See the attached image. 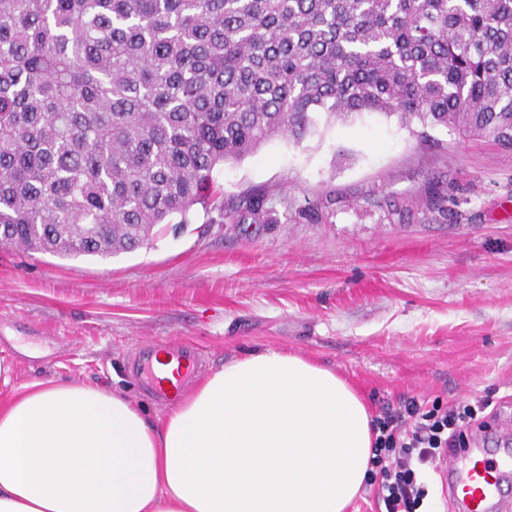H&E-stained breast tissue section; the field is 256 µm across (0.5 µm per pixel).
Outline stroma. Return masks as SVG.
Returning <instances> with one entry per match:
<instances>
[{
  "instance_id": "stroma-1",
  "label": "stroma",
  "mask_w": 512,
  "mask_h": 512,
  "mask_svg": "<svg viewBox=\"0 0 512 512\" xmlns=\"http://www.w3.org/2000/svg\"><path fill=\"white\" fill-rule=\"evenodd\" d=\"M262 221L180 230L110 258L0 244V405L40 378L80 380L169 413L129 370L141 343H190L207 370L255 348L313 359L370 411L497 388L512 414V151L397 116L319 114L215 174Z\"/></svg>"
}]
</instances>
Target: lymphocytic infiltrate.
<instances>
[{
    "label": "lymphocytic infiltrate",
    "instance_id": "obj_1",
    "mask_svg": "<svg viewBox=\"0 0 512 512\" xmlns=\"http://www.w3.org/2000/svg\"><path fill=\"white\" fill-rule=\"evenodd\" d=\"M498 416L492 388L463 402L412 397L381 406L372 419L374 448L366 478L380 512H420L431 494L428 477L435 464L467 448L471 432Z\"/></svg>",
    "mask_w": 512,
    "mask_h": 512
}]
</instances>
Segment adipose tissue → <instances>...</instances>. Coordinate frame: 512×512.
Masks as SVG:
<instances>
[{
	"label": "adipose tissue",
	"mask_w": 512,
	"mask_h": 512,
	"mask_svg": "<svg viewBox=\"0 0 512 512\" xmlns=\"http://www.w3.org/2000/svg\"><path fill=\"white\" fill-rule=\"evenodd\" d=\"M371 420L348 381L279 349L227 361L157 421L36 378L0 408V512H345Z\"/></svg>",
	"instance_id": "ef3b65f1"
}]
</instances>
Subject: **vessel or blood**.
Listing matches in <instances>:
<instances>
[{
  "instance_id": "vessel-or-blood-1",
  "label": "vessel or blood",
  "mask_w": 512,
  "mask_h": 512,
  "mask_svg": "<svg viewBox=\"0 0 512 512\" xmlns=\"http://www.w3.org/2000/svg\"><path fill=\"white\" fill-rule=\"evenodd\" d=\"M168 356L174 366V382L169 387L155 371V345H138L132 361L133 370L146 376L147 391L165 403L171 395H182L203 366L200 355L189 346L172 347ZM507 432L504 426L490 431L487 439L479 440L476 447L461 451L439 466L437 473L441 482L463 512H504L507 494L501 475L512 470V440L508 439Z\"/></svg>"
}]
</instances>
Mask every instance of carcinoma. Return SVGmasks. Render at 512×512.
Returning <instances> with one entry per match:
<instances>
[{
    "instance_id": "1",
    "label": "carcinoma",
    "mask_w": 512,
    "mask_h": 512,
    "mask_svg": "<svg viewBox=\"0 0 512 512\" xmlns=\"http://www.w3.org/2000/svg\"><path fill=\"white\" fill-rule=\"evenodd\" d=\"M512 150V0H0V243L110 257L232 224L214 173L314 114Z\"/></svg>"
}]
</instances>
